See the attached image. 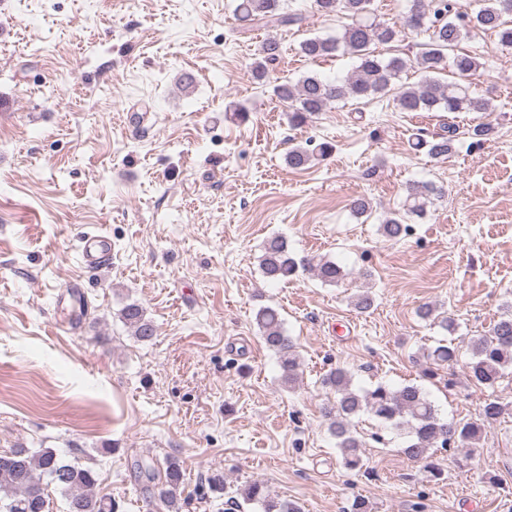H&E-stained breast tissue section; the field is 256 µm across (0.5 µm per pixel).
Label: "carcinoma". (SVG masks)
<instances>
[{
	"label": "carcinoma",
	"instance_id": "carcinoma-1",
	"mask_svg": "<svg viewBox=\"0 0 512 512\" xmlns=\"http://www.w3.org/2000/svg\"><path fill=\"white\" fill-rule=\"evenodd\" d=\"M282 0H238L235 15L245 28L287 27L302 22V16L287 13ZM374 0H313L317 12L330 15L342 14L349 23L343 25L339 36L332 38L310 37L300 43V52L317 60L331 57L343 50L356 58V63L339 83L323 79L316 74L302 77L296 83L285 81L274 87L276 97L288 104V121L293 126L308 122L312 115L328 105L343 99L370 100L392 91L393 79L408 66V60L400 56L384 59L375 54L371 46L395 41L401 30L377 20L372 8ZM411 5L403 19V27L428 35L424 51L417 65L425 73L424 81L399 92L396 106L402 112H485L487 104L470 96L465 86L456 81L444 82L437 75L446 69L458 77H467L480 68L477 57L465 51H454L472 26L495 34L503 48H512V0H482V6L472 15L462 10L457 0H410ZM281 54L280 42L268 37L258 49L253 63V75L266 78L268 66ZM453 127L448 133L438 134L431 140L418 139L416 146L428 147V155L437 159L448 154L453 144ZM316 155L304 148L288 152L287 163L294 169L312 164ZM443 196V190L432 183L411 184L403 208L391 214L380 225L381 234L391 240H399L407 233L408 221L422 218L432 198ZM260 269L264 277L275 282H287L297 276L299 270L309 269L323 283L335 285L344 279L343 268L336 262L321 259L296 260L282 236L268 238L260 256ZM120 317L131 334L140 341H149L156 334L152 321L146 319L143 307L132 302L125 305ZM419 317L430 320L447 330L452 327L448 317L441 316L429 306L419 309ZM255 321L265 345L279 359L282 382L293 385L299 376V361L295 345L285 333L278 312L263 307L256 312ZM456 358V349L440 345L430 354L432 364L441 366ZM512 367V305L504 308L493 324L489 335L473 341L469 363L471 380L480 386L492 388ZM325 384L335 394L334 403L325 408L330 420L329 430L336 439L344 464L350 469L364 466L361 448L364 441L350 427V418L368 413L382 424L405 431L404 453L425 463L430 478L441 475V468L433 461L440 448L454 444L470 447L497 422L503 406L488 399L481 406L478 417L465 423L447 422L440 418L434 405L416 384L392 387L379 383L374 387L356 391L351 388V376L343 368H337L325 379ZM11 458L16 468L0 467V512H47L44 495H33V487L41 477L58 474L53 483L61 489L66 499V512H118L119 505L110 498L99 497L94 492L96 473L93 468L79 463H64L56 453L43 448L32 453L16 448ZM139 474L149 483H157V496L170 510L177 508V493L183 480L179 461L165 458L163 464L154 459L136 461ZM241 500H233L235 507L241 502L258 503L264 512H301L291 502L280 501L265 494L263 487L253 483L240 490Z\"/></svg>",
	"mask_w": 512,
	"mask_h": 512
}]
</instances>
